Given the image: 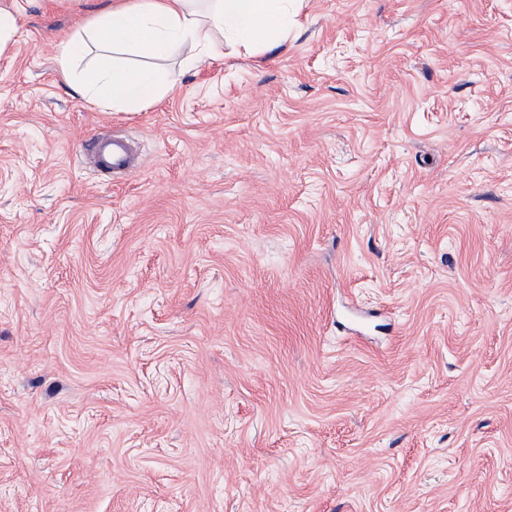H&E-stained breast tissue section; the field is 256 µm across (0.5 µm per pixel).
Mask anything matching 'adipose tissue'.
<instances>
[{"label":"adipose tissue","mask_w":512,"mask_h":512,"mask_svg":"<svg viewBox=\"0 0 512 512\" xmlns=\"http://www.w3.org/2000/svg\"><path fill=\"white\" fill-rule=\"evenodd\" d=\"M297 12V0H116L59 44L58 70L87 103L137 111L164 95L170 75L159 66H127L124 55L177 56L196 66L224 40L267 52L287 41ZM88 41L98 53L83 64L79 53Z\"/></svg>","instance_id":"ef3b65f1"}]
</instances>
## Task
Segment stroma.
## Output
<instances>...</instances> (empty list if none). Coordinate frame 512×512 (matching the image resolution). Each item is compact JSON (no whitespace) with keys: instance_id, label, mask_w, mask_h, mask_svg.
<instances>
[{"instance_id":"obj_1","label":"stroma","mask_w":512,"mask_h":512,"mask_svg":"<svg viewBox=\"0 0 512 512\" xmlns=\"http://www.w3.org/2000/svg\"><path fill=\"white\" fill-rule=\"evenodd\" d=\"M111 5L0 0V512H512V0H303L137 112L58 71ZM94 159L99 172L108 175H129L137 166L134 151L123 137L104 135L84 146Z\"/></svg>"}]
</instances>
